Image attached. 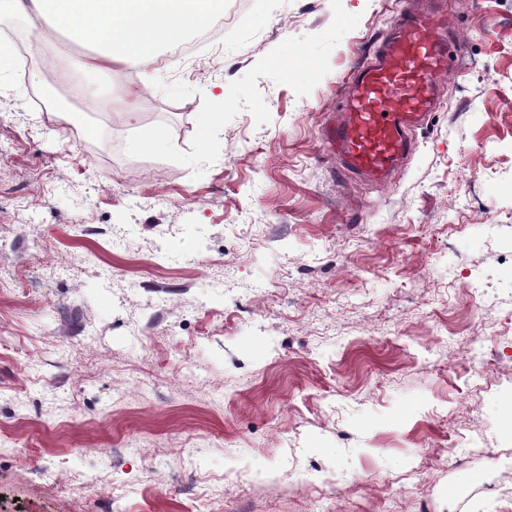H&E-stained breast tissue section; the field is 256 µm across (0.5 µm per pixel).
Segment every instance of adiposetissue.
I'll list each match as a JSON object with an SVG mask.
<instances>
[{
  "label": "adipose tissue",
  "mask_w": 512,
  "mask_h": 512,
  "mask_svg": "<svg viewBox=\"0 0 512 512\" xmlns=\"http://www.w3.org/2000/svg\"><path fill=\"white\" fill-rule=\"evenodd\" d=\"M8 9L48 23L76 44L94 41L81 72L109 75L135 68L140 90L122 89L128 118H136L140 91L149 88L166 53L203 33L224 15V0H5Z\"/></svg>",
  "instance_id": "adipose-tissue-1"
}]
</instances>
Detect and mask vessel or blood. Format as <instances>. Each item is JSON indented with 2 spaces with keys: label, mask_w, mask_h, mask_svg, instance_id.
Returning <instances> with one entry per match:
<instances>
[{
  "label": "vessel or blood",
  "mask_w": 512,
  "mask_h": 512,
  "mask_svg": "<svg viewBox=\"0 0 512 512\" xmlns=\"http://www.w3.org/2000/svg\"><path fill=\"white\" fill-rule=\"evenodd\" d=\"M458 49L439 11L415 6L397 15L371 59L353 70L342 117L325 132L340 177L388 180L411 150V130L433 110L437 79L454 67Z\"/></svg>",
  "instance_id": "vessel-or-blood-1"
}]
</instances>
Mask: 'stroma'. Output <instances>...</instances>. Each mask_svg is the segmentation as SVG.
Listing matches in <instances>:
<instances>
[{
    "instance_id": "35a3bbf8",
    "label": "stroma",
    "mask_w": 512,
    "mask_h": 512,
    "mask_svg": "<svg viewBox=\"0 0 512 512\" xmlns=\"http://www.w3.org/2000/svg\"><path fill=\"white\" fill-rule=\"evenodd\" d=\"M406 2L246 0L134 124L66 75L83 122L52 119L45 59L91 47L0 11L28 57L0 83V512H512V0H446L461 55L388 183L322 140Z\"/></svg>"
}]
</instances>
